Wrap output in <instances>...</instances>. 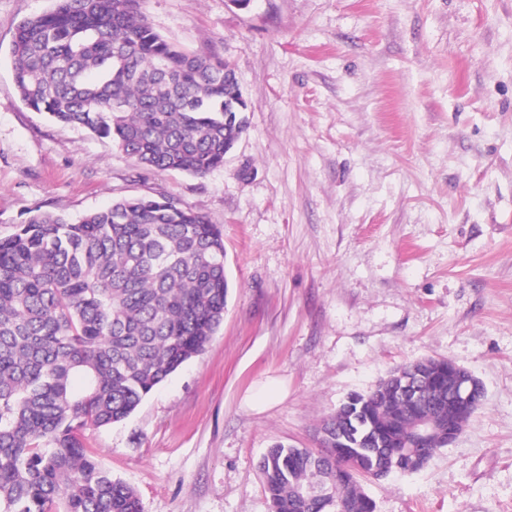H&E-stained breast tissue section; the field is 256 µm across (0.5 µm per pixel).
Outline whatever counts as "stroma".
<instances>
[{
    "label": "stroma",
    "mask_w": 512,
    "mask_h": 512,
    "mask_svg": "<svg viewBox=\"0 0 512 512\" xmlns=\"http://www.w3.org/2000/svg\"><path fill=\"white\" fill-rule=\"evenodd\" d=\"M54 0H0V238L166 197L224 238V319L126 419L82 431L143 512H270L258 462L423 358L484 385L466 429L374 512H512V0H142L229 60L247 130L206 176L31 111L10 48ZM278 380V391L267 389Z\"/></svg>",
    "instance_id": "35a3bbf8"
}]
</instances>
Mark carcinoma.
Instances as JSON below:
<instances>
[{"label":"carcinoma","mask_w":512,"mask_h":512,"mask_svg":"<svg viewBox=\"0 0 512 512\" xmlns=\"http://www.w3.org/2000/svg\"><path fill=\"white\" fill-rule=\"evenodd\" d=\"M17 27L16 88L35 112L109 138L146 167L203 177L242 133L229 62L158 34L141 0H54ZM224 240L168 198L72 218L36 213L0 238V512H143L81 430L131 415L201 355L224 318ZM457 416L448 374L413 363L356 394L319 449L277 444L261 462L271 512H373L361 479L416 473L448 435L414 447L424 414Z\"/></svg>","instance_id":"cac0c4a2"}]
</instances>
